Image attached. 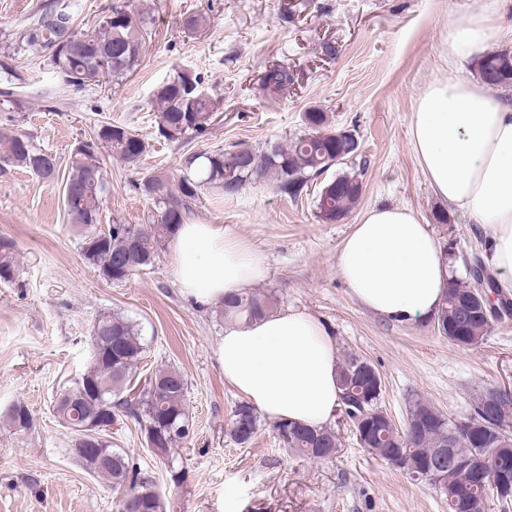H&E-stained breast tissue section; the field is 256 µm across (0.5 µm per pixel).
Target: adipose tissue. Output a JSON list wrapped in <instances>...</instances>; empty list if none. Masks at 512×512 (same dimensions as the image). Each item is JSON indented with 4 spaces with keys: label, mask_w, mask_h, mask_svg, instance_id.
<instances>
[{
    "label": "adipose tissue",
    "mask_w": 512,
    "mask_h": 512,
    "mask_svg": "<svg viewBox=\"0 0 512 512\" xmlns=\"http://www.w3.org/2000/svg\"><path fill=\"white\" fill-rule=\"evenodd\" d=\"M492 8L456 23L448 60L460 63L495 43ZM410 145L433 192L491 236L487 261L512 291V101L465 78L433 79L418 98ZM171 273L202 307L260 281L263 254L218 224L181 225ZM337 270L352 295L400 323L440 313L451 282L448 260L428 224L403 205L367 209L345 238ZM218 358L224 380L269 420L324 425L339 407L338 360L329 328L304 312L227 326Z\"/></svg>",
    "instance_id": "obj_1"
}]
</instances>
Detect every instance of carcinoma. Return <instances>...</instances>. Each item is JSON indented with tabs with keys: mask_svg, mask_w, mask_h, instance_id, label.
<instances>
[{
	"mask_svg": "<svg viewBox=\"0 0 512 512\" xmlns=\"http://www.w3.org/2000/svg\"><path fill=\"white\" fill-rule=\"evenodd\" d=\"M148 22L134 17L126 3L112 4L97 26L88 33L74 32L65 10H43L34 27L28 29L26 45L35 50L51 51V61L68 85L83 87L102 78L118 84L138 64ZM477 72L484 82L500 87H512V52L501 51L481 56ZM287 68L275 66L267 70L264 83L281 91L291 82ZM221 99L202 86L201 77L190 71H179L156 91L152 110L157 112V133L163 139L190 144L208 136L220 118ZM24 102L14 91L0 89V112H21ZM304 124L308 133L286 144L275 143L263 151L244 144L193 153L186 160L192 168L200 158L205 166L198 178L184 176L178 194L165 187L156 175L142 179L141 190L162 203L155 224H114L99 231L102 197L105 189L101 150L135 165L145 153L146 141L124 127L102 124L94 138L82 143L84 151L71 152L64 175L63 193L67 215L73 224L87 228L83 237L84 259L111 283H123L134 272L153 263L162 242L171 238L174 227L185 223L190 203L198 198L203 185L219 187L226 196L238 194L244 186L270 179L276 189L290 197H298L308 181L334 166L345 163L357 148L336 137L325 112L310 110ZM18 169L46 181L59 176L56 158L35 147L28 136L18 132L0 133V172ZM326 199H317L318 217L333 223L345 217L358 203L362 183L354 176L342 174L325 184ZM18 266L13 241L0 238V280L13 279ZM469 277L452 281L446 293L444 319L481 343L492 326L472 299L477 283L489 291L497 284L485 275V266L475 259L469 266ZM271 298L258 291H242L222 303L221 314L227 318L251 322L268 315ZM93 349L91 361L78 378L70 382L53 401V410L63 427L74 418L98 420L102 423L123 413L144 423L147 447L164 464L173 482L182 480V467L173 455L174 447L190 433L192 417L186 404V382L175 369H160L135 382L133 370L142 360L145 349L134 323L119 315L99 314L90 336ZM338 378L345 384L366 392L364 406L368 410L380 407L374 379L359 365V356L344 354L338 362ZM407 415L416 422L413 433L401 435L381 426L378 441L366 452L388 465L403 463V468L422 470L438 465L442 471L427 476L424 481L441 484L440 497L448 512H462L461 503L473 500L478 512H487L490 498L507 505L512 503V445L503 447L496 442L495 432L485 426L512 427V391L497 387L483 390L474 400V416L456 422L423 398L412 400ZM6 425L17 432L33 426L28 406L15 402L6 415ZM259 428L257 411L241 403L233 411L231 435L238 445H247ZM283 447L310 459H331L339 452L341 440L330 427L311 429L293 422L274 425ZM88 455L78 459L93 476L112 485L120 493L118 512H165L166 505L155 482L142 475L127 454L112 448L109 429L93 430L84 435ZM491 471L509 477L506 484L495 486L486 493Z\"/></svg>",
	"mask_w": 512,
	"mask_h": 512,
	"instance_id": "1",
	"label": "carcinoma"
}]
</instances>
